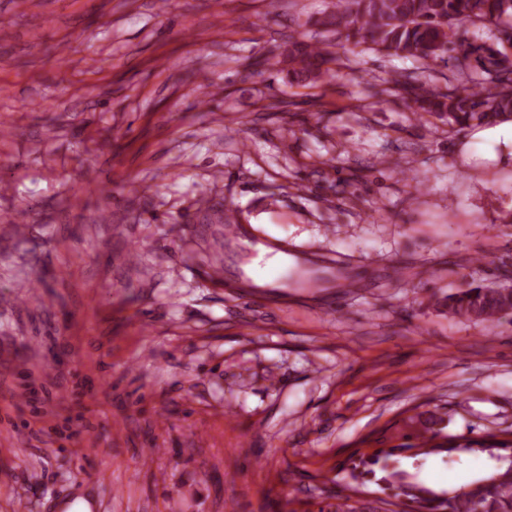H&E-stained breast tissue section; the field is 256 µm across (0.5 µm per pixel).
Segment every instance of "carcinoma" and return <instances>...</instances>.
I'll return each instance as SVG.
<instances>
[{
    "mask_svg": "<svg viewBox=\"0 0 512 512\" xmlns=\"http://www.w3.org/2000/svg\"><path fill=\"white\" fill-rule=\"evenodd\" d=\"M321 25L348 43L390 57L451 63L459 84L444 92L430 88L416 69L386 80L421 118H444L450 132L512 119V54L476 46L467 37L472 27L493 25L499 42L512 48V0H336V10L324 15ZM287 58L288 80L297 86L334 78L331 64L339 61L332 51L305 42L288 49ZM438 304L450 317L492 326L512 314V286L471 283ZM441 422L432 415L424 430H413L400 443L386 446L381 440L379 448L350 455L340 464L345 489L359 494L377 488L385 512H512V431L459 438L442 434ZM476 451L502 466L458 490L436 492L408 482L398 468L402 458Z\"/></svg>",
    "mask_w": 512,
    "mask_h": 512,
    "instance_id": "obj_1",
    "label": "carcinoma"
}]
</instances>
